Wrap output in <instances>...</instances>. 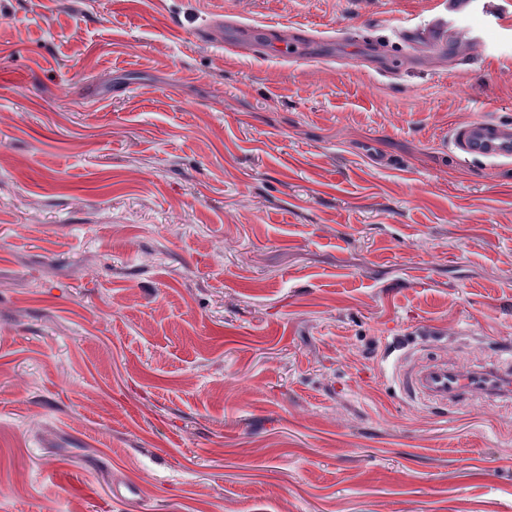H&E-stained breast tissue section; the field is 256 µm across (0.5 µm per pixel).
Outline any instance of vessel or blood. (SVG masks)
<instances>
[{
	"label": "vessel or blood",
	"instance_id": "b4317fda",
	"mask_svg": "<svg viewBox=\"0 0 512 512\" xmlns=\"http://www.w3.org/2000/svg\"><path fill=\"white\" fill-rule=\"evenodd\" d=\"M471 0H444L433 23L424 29L407 32L406 44L444 57H452L455 49L453 31L458 20L468 11ZM181 29L197 37H205L211 30H218L226 52L232 53L241 46L266 49L268 56L284 62L317 61L321 37L313 30L298 26L288 40L274 43L268 38V26L223 22L190 17L180 22ZM451 152L464 161L479 160L489 166L512 164V124L493 119H479L469 125L453 129L448 138ZM399 385L407 396H420L445 403L461 401L481 391L505 398L512 395V372L504 369H485L463 372L437 364L418 370H399Z\"/></svg>",
	"mask_w": 512,
	"mask_h": 512
}]
</instances>
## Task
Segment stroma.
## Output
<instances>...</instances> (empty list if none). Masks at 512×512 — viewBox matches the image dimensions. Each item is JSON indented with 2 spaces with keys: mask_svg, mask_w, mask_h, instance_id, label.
Returning a JSON list of instances; mask_svg holds the SVG:
<instances>
[{
  "mask_svg": "<svg viewBox=\"0 0 512 512\" xmlns=\"http://www.w3.org/2000/svg\"><path fill=\"white\" fill-rule=\"evenodd\" d=\"M0 0V512H512V0ZM386 44L225 56L184 13ZM470 4V0L442 1V8L433 23L424 29L407 30L405 43L410 48H420L451 58L455 49L453 30L458 20L468 11ZM451 152L464 161L479 160L489 166L512 164V124L478 119L453 129L448 138ZM399 385L409 397H424L446 403L461 401L481 391L492 396L507 398L511 394L509 370L485 369L463 372L448 369V365L424 366L419 370L398 369Z\"/></svg>",
  "mask_w": 512,
  "mask_h": 512,
  "instance_id": "obj_1",
  "label": "stroma"
}]
</instances>
